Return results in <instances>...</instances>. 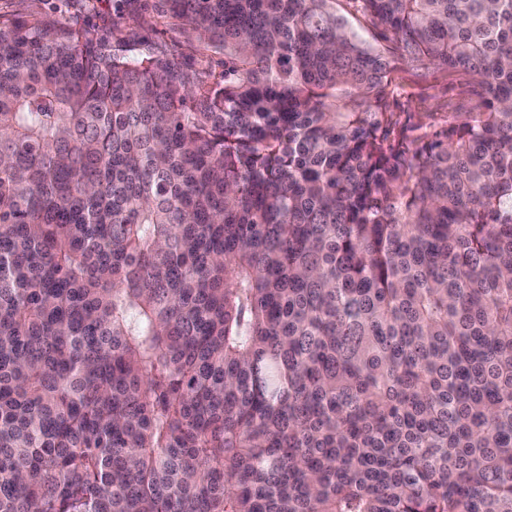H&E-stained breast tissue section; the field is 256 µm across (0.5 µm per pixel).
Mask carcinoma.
I'll return each mask as SVG.
<instances>
[{"label": "carcinoma", "instance_id": "obj_1", "mask_svg": "<svg viewBox=\"0 0 512 512\" xmlns=\"http://www.w3.org/2000/svg\"><path fill=\"white\" fill-rule=\"evenodd\" d=\"M211 81L0 15V512H512V0H158ZM392 73L397 88L396 102L403 112H410L413 123L436 122L446 126L448 112H471L478 100L470 77L435 66L416 71L397 63ZM430 115V118L427 117Z\"/></svg>", "mask_w": 512, "mask_h": 512}]
</instances>
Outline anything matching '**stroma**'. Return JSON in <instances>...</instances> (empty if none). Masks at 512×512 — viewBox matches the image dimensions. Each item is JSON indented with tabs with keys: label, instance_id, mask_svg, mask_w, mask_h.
Instances as JSON below:
<instances>
[{
	"label": "stroma",
	"instance_id": "35a3bbf8",
	"mask_svg": "<svg viewBox=\"0 0 512 512\" xmlns=\"http://www.w3.org/2000/svg\"><path fill=\"white\" fill-rule=\"evenodd\" d=\"M33 12L58 24L78 22L111 37L116 54L135 57L163 54L185 68L221 74L224 55L202 52L189 43L187 34L171 27L154 9V0H0V13ZM396 102L412 122L435 121L444 127L451 112L472 111L477 101L470 77L436 67L416 71L398 65L392 74Z\"/></svg>",
	"mask_w": 512,
	"mask_h": 512
}]
</instances>
